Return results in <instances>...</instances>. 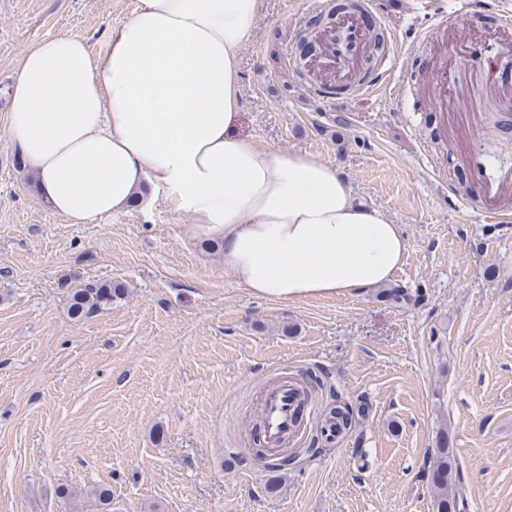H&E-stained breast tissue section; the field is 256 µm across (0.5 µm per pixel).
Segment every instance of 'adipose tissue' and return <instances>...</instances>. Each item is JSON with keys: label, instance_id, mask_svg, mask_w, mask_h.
Instances as JSON below:
<instances>
[{"label": "adipose tissue", "instance_id": "adipose-tissue-1", "mask_svg": "<svg viewBox=\"0 0 512 512\" xmlns=\"http://www.w3.org/2000/svg\"><path fill=\"white\" fill-rule=\"evenodd\" d=\"M260 0H139L105 52L60 34L32 45L6 134L43 198L88 224L163 188L192 238L259 298L297 302L388 282L398 225L356 201L334 168L239 136L237 59Z\"/></svg>", "mask_w": 512, "mask_h": 512}]
</instances>
